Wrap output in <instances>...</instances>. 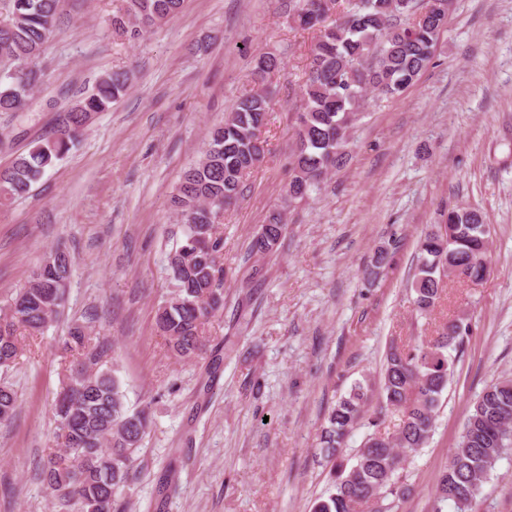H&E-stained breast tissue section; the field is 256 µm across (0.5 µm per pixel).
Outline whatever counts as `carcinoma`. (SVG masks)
<instances>
[{
	"mask_svg": "<svg viewBox=\"0 0 512 512\" xmlns=\"http://www.w3.org/2000/svg\"><path fill=\"white\" fill-rule=\"evenodd\" d=\"M61 0H0V113L22 111L44 82L39 59L57 30ZM289 18L302 29L316 28L309 74L296 118L288 204L309 197L344 163L346 136L369 92L398 96L429 64L446 13L438 0H350L349 7L326 23L335 0H292ZM184 0H122L112 16L117 36L139 38L177 16ZM280 66L274 55L254 59L256 87L235 103L215 127L202 159L187 169L170 199L182 237L170 253L172 295L156 312V325L169 352L192 360L207 350L205 325L224 308V236L218 213L243 196L245 181L265 153L262 129L270 112L268 77ZM131 74L116 69L101 75L92 91L56 119L50 134L36 141L0 170V202L29 193L43 173L70 150L92 117L106 112L130 89ZM287 224L285 212H269L251 238L249 254L276 250ZM489 225L473 209L448 211L417 242L418 263L412 283L413 305L428 314L440 301L444 279L461 269L474 280L484 275ZM386 247L374 253L367 275L377 278L389 265ZM73 259L56 248L45 256L28 285L16 293L0 317V369L19 356L17 332L42 331L57 316L68 287ZM471 327L465 317L448 321L437 335L418 343L391 345L378 393L356 383L330 407L319 439L331 463V485L313 512H392L410 491L401 471L425 446L433 431L442 393L454 364L450 352L462 349ZM69 364L60 394L77 400L67 409L55 404L61 450L48 453L43 481L73 512H117L119 495L137 479L135 462L151 425L148 408L126 404L117 370L103 367L108 342L78 324L63 340ZM374 409H369L371 401ZM17 396L0 386V422L14 418ZM395 411L401 424L382 430ZM367 420L372 427L361 447L346 459V439ZM512 449V378L486 385L468 415L458 445L441 471L434 497L437 512H476L482 485L503 454Z\"/></svg>",
	"mask_w": 512,
	"mask_h": 512,
	"instance_id": "cac0c4a2",
	"label": "carcinoma"
}]
</instances>
